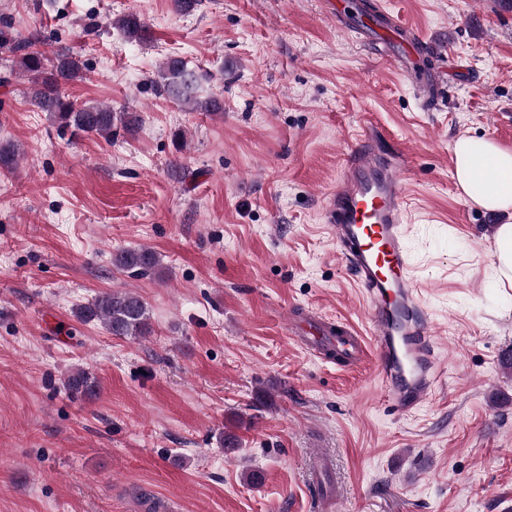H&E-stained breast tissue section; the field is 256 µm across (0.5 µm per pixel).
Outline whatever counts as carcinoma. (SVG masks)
I'll list each match as a JSON object with an SVG mask.
<instances>
[{
  "label": "carcinoma",
  "mask_w": 512,
  "mask_h": 512,
  "mask_svg": "<svg viewBox=\"0 0 512 512\" xmlns=\"http://www.w3.org/2000/svg\"><path fill=\"white\" fill-rule=\"evenodd\" d=\"M128 38L141 41L145 29L135 14H127L116 21ZM38 39L25 37L13 30L11 22H0V49L11 53L15 67L30 76V102L40 110L54 114L60 131H70V138L82 136L112 137L114 128L134 131L140 122L135 112H114L101 104L80 107L65 96L63 89L83 77L87 67L81 57L60 49L48 54L37 48ZM196 76L187 70L179 58H169L160 67L157 79L152 81L156 94L167 95L185 105L190 111L216 112L221 109L214 98L200 99L195 95ZM117 269L136 277L156 273L161 267L160 256L151 249L125 250L115 255ZM75 314L89 323L99 321L114 336L137 337L151 334L149 313L143 299L132 292L112 291L100 295L91 303L79 306ZM74 397L91 396L96 392L95 378L85 370L72 374L66 381Z\"/></svg>",
  "instance_id": "1"
}]
</instances>
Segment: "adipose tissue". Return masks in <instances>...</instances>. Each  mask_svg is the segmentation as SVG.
<instances>
[{
    "label": "adipose tissue",
    "instance_id": "ef3b65f1",
    "mask_svg": "<svg viewBox=\"0 0 512 512\" xmlns=\"http://www.w3.org/2000/svg\"><path fill=\"white\" fill-rule=\"evenodd\" d=\"M455 178L478 206L487 210H512V151L493 139L458 137L453 147Z\"/></svg>",
    "mask_w": 512,
    "mask_h": 512
}]
</instances>
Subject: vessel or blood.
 Masks as SVG:
<instances>
[{
    "instance_id": "b4317fda",
    "label": "vessel or blood",
    "mask_w": 512,
    "mask_h": 512,
    "mask_svg": "<svg viewBox=\"0 0 512 512\" xmlns=\"http://www.w3.org/2000/svg\"><path fill=\"white\" fill-rule=\"evenodd\" d=\"M413 173L409 152L366 117L324 216L369 302L372 337L323 317L292 329L296 343L321 359L357 361L372 354L383 396L401 416L413 414L436 382L429 322L417 301L405 242L409 199L403 179Z\"/></svg>"
}]
</instances>
